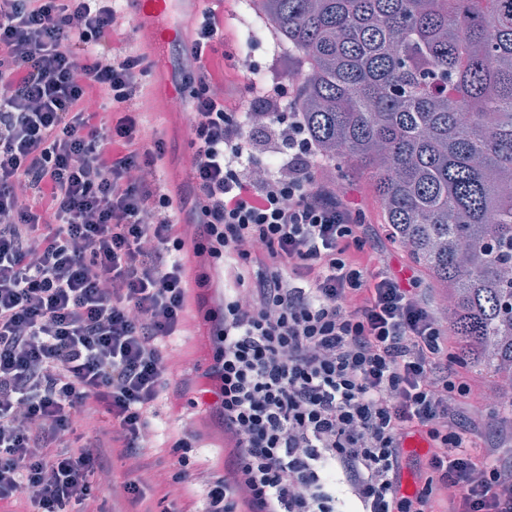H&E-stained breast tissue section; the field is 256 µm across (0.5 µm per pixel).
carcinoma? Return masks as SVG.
<instances>
[{"instance_id":"carcinoma-1","label":"carcinoma","mask_w":512,"mask_h":512,"mask_svg":"<svg viewBox=\"0 0 512 512\" xmlns=\"http://www.w3.org/2000/svg\"><path fill=\"white\" fill-rule=\"evenodd\" d=\"M263 2L321 163L366 175L455 343L512 384V0Z\"/></svg>"}]
</instances>
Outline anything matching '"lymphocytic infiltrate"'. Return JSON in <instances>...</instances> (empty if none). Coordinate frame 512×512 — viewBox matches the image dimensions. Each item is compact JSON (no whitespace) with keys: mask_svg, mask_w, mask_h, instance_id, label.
I'll return each instance as SVG.
<instances>
[{"mask_svg":"<svg viewBox=\"0 0 512 512\" xmlns=\"http://www.w3.org/2000/svg\"><path fill=\"white\" fill-rule=\"evenodd\" d=\"M114 0H0V512H95L111 457L124 512H149L167 466L151 419L194 392L224 439L206 512H512V431L474 414L448 321L381 265L280 89L233 109L224 25L196 15L178 88L190 189L138 99L147 52ZM271 157L258 166L257 151ZM224 262L207 368L174 382L190 322L183 252ZM429 443L399 495L410 436Z\"/></svg>","mask_w":512,"mask_h":512,"instance_id":"obj_1","label":"lymphocytic infiltrate"}]
</instances>
